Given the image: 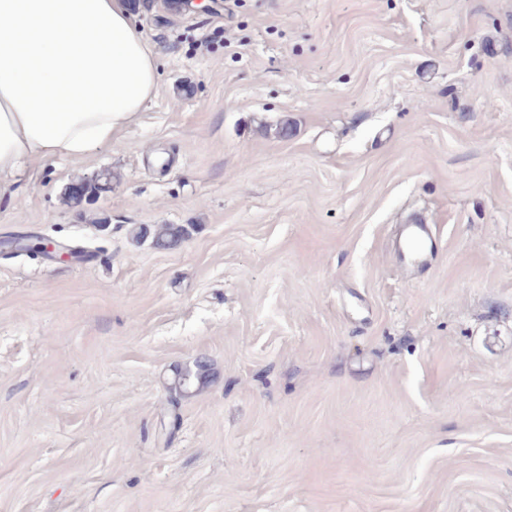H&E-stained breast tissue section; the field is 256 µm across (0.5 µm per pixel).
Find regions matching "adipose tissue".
Here are the masks:
<instances>
[{
	"instance_id": "1",
	"label": "adipose tissue",
	"mask_w": 512,
	"mask_h": 512,
	"mask_svg": "<svg viewBox=\"0 0 512 512\" xmlns=\"http://www.w3.org/2000/svg\"><path fill=\"white\" fill-rule=\"evenodd\" d=\"M159 79L126 0H0V176L119 139Z\"/></svg>"
}]
</instances>
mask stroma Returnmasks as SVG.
Listing matches in <instances>:
<instances>
[{"mask_svg":"<svg viewBox=\"0 0 512 512\" xmlns=\"http://www.w3.org/2000/svg\"><path fill=\"white\" fill-rule=\"evenodd\" d=\"M130 2L139 122L0 194L87 255L0 253V512H512V0ZM188 229L180 224H159L150 231L139 228L135 232L137 239H151V245L158 249L172 250L178 248L188 237Z\"/></svg>","mask_w":512,"mask_h":512,"instance_id":"1","label":"stroma"}]
</instances>
